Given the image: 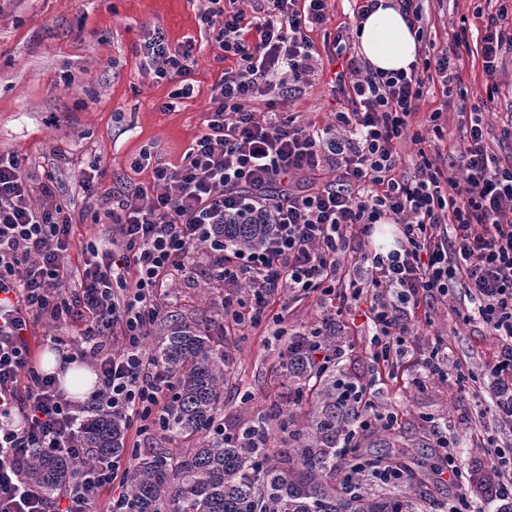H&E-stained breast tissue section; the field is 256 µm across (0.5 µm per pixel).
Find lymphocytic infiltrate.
<instances>
[{
    "mask_svg": "<svg viewBox=\"0 0 512 512\" xmlns=\"http://www.w3.org/2000/svg\"><path fill=\"white\" fill-rule=\"evenodd\" d=\"M202 24L236 64L212 85L203 131L182 164L155 166L149 190L111 194L106 239L74 243V224L52 187L37 183L14 153H0V512H131L119 461L78 469L54 502L21 478L33 453L82 460L85 416L125 418L144 434L162 426L172 392L144 348L150 325L168 303L167 288L190 273L194 257L211 260L223 282L224 317L234 325L266 321L280 292L315 294L367 304L372 357L394 371L407 352L410 326L422 302L463 292L471 304L463 322H478L498 351L487 368L499 416L512 418V157L486 140L484 110L497 85L467 103L461 69L471 54L468 17L453 26L446 46L411 64L382 72L357 60L336 90L347 102L332 124L317 127L252 109L255 98L294 96L319 65L305 33L324 23L328 0H266L263 16L247 17L237 0H204ZM483 14L479 53L487 75L512 54V0ZM142 69L176 82L171 99L190 98L195 42L170 47L155 30L142 47ZM457 89L443 111L458 117L460 141L439 165L424 147L420 116L428 86ZM417 145L411 175L397 171L404 140ZM228 224H268L263 248L224 237ZM392 224L390 248L376 247L377 226ZM79 250L81 263L64 262ZM246 298H239V290ZM67 344L72 359L90 364L96 388L78 405L56 375L34 360L32 329ZM336 400L361 411L363 429L393 427L398 416L379 406L370 387L336 381Z\"/></svg>",
    "mask_w": 512,
    "mask_h": 512,
    "instance_id": "obj_1",
    "label": "lymphocytic infiltrate"
}]
</instances>
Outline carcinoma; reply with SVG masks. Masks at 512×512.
Wrapping results in <instances>:
<instances>
[{"label": "carcinoma", "mask_w": 512, "mask_h": 512, "mask_svg": "<svg viewBox=\"0 0 512 512\" xmlns=\"http://www.w3.org/2000/svg\"><path fill=\"white\" fill-rule=\"evenodd\" d=\"M270 231L267 224L224 225V233L246 248L264 246ZM150 356L175 386L164 431L182 447L174 453L150 450L131 457L125 496L135 512H420L424 479L389 453L372 457L360 452L393 447L390 430L358 431L351 444L365 469L348 468L336 479V445L357 422V412L336 402V375L310 365L305 338L292 341L273 368L274 380L292 403L314 398L304 428L288 429L293 423L288 408L275 404L232 425L226 438L210 433L224 423L221 410L229 372L224 325L172 317ZM276 429L287 433L293 448L272 446ZM125 433L120 418L92 416L83 434V465L122 457ZM387 465L404 473L397 493L371 487L368 474ZM77 466L68 456L36 453L23 478L51 501L73 479ZM482 482L501 501L498 512H512V498L498 487L497 469L484 473Z\"/></svg>", "instance_id": "1"}]
</instances>
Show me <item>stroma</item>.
Instances as JSON below:
<instances>
[{"label": "stroma", "instance_id": "obj_1", "mask_svg": "<svg viewBox=\"0 0 512 512\" xmlns=\"http://www.w3.org/2000/svg\"><path fill=\"white\" fill-rule=\"evenodd\" d=\"M359 0H330L326 23L307 35L318 59L319 76L295 97L267 95L255 101L260 111L284 112L303 123H332L344 106L332 86L346 67L336 55L339 30L357 25ZM198 0H0V152L26 158L38 177H51V186L77 220V239L104 237L105 224L84 209L81 179L84 170L105 158L107 187L148 188L151 169L133 162L142 151L153 160L182 164L187 149L203 131L211 86L224 62L203 49L191 82L194 93L175 110H165L171 83L154 82L141 67L140 46L155 28H163L170 47L187 39L204 41ZM494 12V0H423L425 42L442 44L452 24L476 10ZM194 279L170 283V310L187 318L224 319L223 284L207 282L201 271L208 260L198 255ZM289 333L313 328L334 330L347 345L344 374L367 382L372 374L369 333L358 303L348 314L320 308L314 299L283 298ZM455 295L419 309L413 344L394 376L385 378L379 399L399 413L394 427L406 464L425 475L424 512H436L438 502L466 496L473 512H496L499 503L478 485L480 472L493 466L486 437L512 446V425L502 423L487 408L491 402L482 382L486 365L497 352V341L480 325L464 324L463 307ZM269 331L226 329L224 348L232 372L224 387V422L256 415L279 400L281 390L271 373L276 349L267 344ZM448 353V377L425 376L423 364L435 342ZM438 423L458 445L464 484L440 480L436 438L430 425Z\"/></svg>", "mask_w": 512, "mask_h": 512}]
</instances>
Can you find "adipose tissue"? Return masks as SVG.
<instances>
[{"label":"adipose tissue","instance_id":"obj_1","mask_svg":"<svg viewBox=\"0 0 512 512\" xmlns=\"http://www.w3.org/2000/svg\"><path fill=\"white\" fill-rule=\"evenodd\" d=\"M381 6L365 20L359 33L360 52L374 69H407L419 54V43L394 0H380ZM41 367L57 376L62 390L75 401H83L94 391L96 376L83 364L64 362L58 353L45 352Z\"/></svg>","mask_w":512,"mask_h":512}]
</instances>
